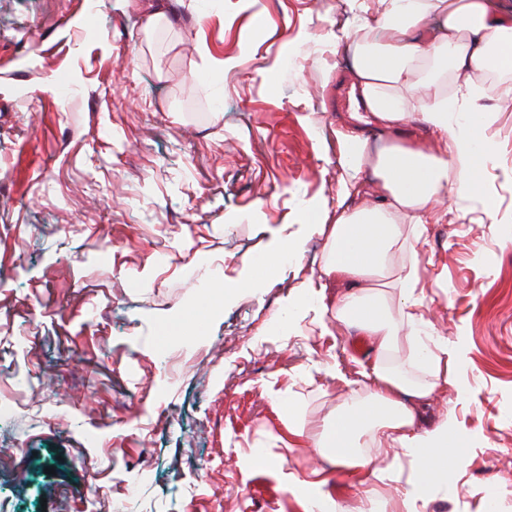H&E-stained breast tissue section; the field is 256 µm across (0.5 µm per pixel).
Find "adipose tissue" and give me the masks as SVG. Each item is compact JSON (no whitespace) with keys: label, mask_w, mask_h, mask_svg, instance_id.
I'll return each instance as SVG.
<instances>
[{"label":"adipose tissue","mask_w":512,"mask_h":512,"mask_svg":"<svg viewBox=\"0 0 512 512\" xmlns=\"http://www.w3.org/2000/svg\"><path fill=\"white\" fill-rule=\"evenodd\" d=\"M371 23L354 31L352 87L363 106L355 122L336 128L347 177L343 198L356 199L333 223L322 225L327 249L320 273L306 286L310 295L342 291L317 317L333 315L355 335L366 337L372 360L364 383L335 417L305 426L289 419V446L315 449L334 466L359 477L376 475L375 450L400 448L421 461L419 477L429 482L442 472L427 462L428 449L454 448L451 415L420 429L425 404L444 384L457 380L459 343L438 353L421 351L427 324L414 312L421 277L414 249L424 226L444 197L474 196L478 174L494 151L486 137L494 113L512 112V87L477 85L474 71L512 70V16L495 0H379ZM441 21L427 35L430 17ZM493 99L490 108L483 99ZM419 118L444 145L429 152L403 128ZM379 125L387 143L371 149L363 126ZM371 170L378 196L364 202L361 171ZM399 296L398 314L389 299Z\"/></svg>","instance_id":"adipose-tissue-1"}]
</instances>
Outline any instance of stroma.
<instances>
[{"mask_svg": "<svg viewBox=\"0 0 512 512\" xmlns=\"http://www.w3.org/2000/svg\"><path fill=\"white\" fill-rule=\"evenodd\" d=\"M0 0V512H512V112L477 196L415 245L431 347L464 337L424 416L460 444L420 484L289 447L350 400L365 337L276 322L317 277L333 131L361 105L354 0ZM232 60L222 78L201 48ZM287 226L301 257L257 277Z\"/></svg>", "mask_w": 512, "mask_h": 512, "instance_id": "35a3bbf8", "label": "stroma"}]
</instances>
